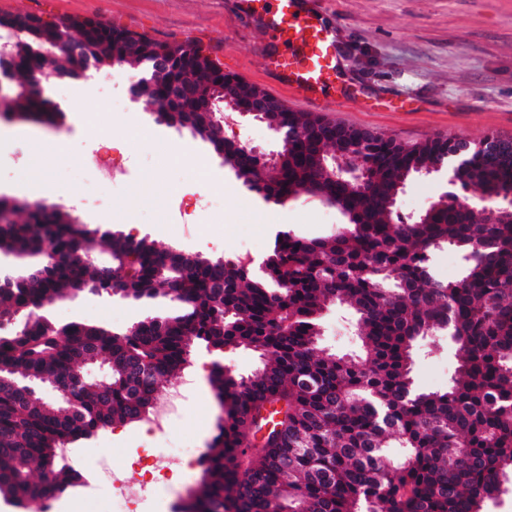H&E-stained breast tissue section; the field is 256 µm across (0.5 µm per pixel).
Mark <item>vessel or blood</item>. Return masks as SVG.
<instances>
[{
  "label": "vessel or blood",
  "instance_id": "b4317fda",
  "mask_svg": "<svg viewBox=\"0 0 512 512\" xmlns=\"http://www.w3.org/2000/svg\"><path fill=\"white\" fill-rule=\"evenodd\" d=\"M244 11H262L278 45L269 49L267 63L282 84L300 100L316 102L336 72L335 43L299 7V0H241Z\"/></svg>",
  "mask_w": 512,
  "mask_h": 512
}]
</instances>
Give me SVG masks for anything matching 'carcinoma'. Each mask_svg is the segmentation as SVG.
Wrapping results in <instances>:
<instances>
[{
  "instance_id": "cac0c4a2",
  "label": "carcinoma",
  "mask_w": 512,
  "mask_h": 512,
  "mask_svg": "<svg viewBox=\"0 0 512 512\" xmlns=\"http://www.w3.org/2000/svg\"><path fill=\"white\" fill-rule=\"evenodd\" d=\"M75 37L78 57L49 56L64 36ZM148 49L144 34L93 19L45 21L29 13L0 12V44L13 68L14 97L0 115L9 120L53 122L63 110L45 96L52 80H77L118 60L144 69L143 56L129 54L125 39ZM171 79L208 93L197 68L202 49L182 43ZM142 98L152 111L164 100V85L146 84ZM167 114L168 126L189 130L218 156L252 169L253 189L266 200L310 194L347 219L336 232L305 238L286 232L268 257L265 277L229 261L157 249L100 227L89 228L65 206L0 196V254L25 274L0 292V323L28 317L0 335V370L61 382L91 351L112 363L103 388L80 395L74 421L57 402L23 399L0 388V496L18 508L47 487L73 485L67 464H54L39 482L53 445L71 444L106 426L132 419L189 363L192 342L216 349L247 345L265 361L238 383L215 373L212 389L223 423L205 454L204 478L195 512H482L512 476V212L497 200L512 196V154L489 151L500 136L474 143L432 139L404 145L376 135L361 159L364 187H347L326 173L341 127L323 117L285 113L300 137L282 145L275 176L264 178L257 156L215 134L216 115ZM456 161V181L414 220L394 210V196L414 176ZM481 192V204L466 193ZM50 243L60 259L40 275L31 273ZM448 244L463 259L461 276L435 279L434 251ZM107 252L123 270L122 287L148 302L174 294L177 312L142 323L132 336L81 320L57 323L50 305L96 272L71 259L77 251ZM350 306L357 316L362 355L344 359L313 344L328 305ZM447 335L460 365L448 389L425 393L412 381L417 339ZM142 363L140 379L126 368ZM285 408L281 429L258 437L262 410ZM400 448L398 457L388 449ZM288 458V473L280 462Z\"/></svg>"
}]
</instances>
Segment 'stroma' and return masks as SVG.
<instances>
[{
    "instance_id": "stroma-1",
    "label": "stroma",
    "mask_w": 512,
    "mask_h": 512,
    "mask_svg": "<svg viewBox=\"0 0 512 512\" xmlns=\"http://www.w3.org/2000/svg\"><path fill=\"white\" fill-rule=\"evenodd\" d=\"M303 6L335 41L337 68L329 95L340 99V106L306 104L279 84L264 65V16L242 12L238 0H0V12L27 11L47 21L92 18L160 42L196 44L224 71L262 86L292 111H308L404 143L436 137L474 140L490 133L512 138V0H304ZM104 73V86L82 80L84 103L67 109L59 126L0 123V141L21 139L24 154L23 163L0 162V194L40 199L39 183L28 178L30 168L37 166L54 188L55 202L73 203L75 216L89 227L106 224L158 248L175 247L209 259L248 256L256 270L281 232L322 237L344 224L336 208L315 196L302 194L282 204L264 201L224 166L208 143L157 123L143 102L128 100L134 69L111 66ZM110 93L122 98V111L103 106V97ZM224 135L263 155L281 148L265 123L248 117L226 125ZM90 141L110 146L129 172L128 182L101 191L106 204L102 211L83 205L77 188L83 150ZM133 184L147 186L150 195L131 214L125 200ZM447 188L441 172L411 180L396 208L403 216H417ZM204 196L222 198L223 210L176 214L177 198ZM174 309V302L162 297L140 303L82 293L65 300L63 310L52 316L59 323L79 319L123 329ZM351 319L347 308L330 306L321 319L320 348L340 356L359 355ZM214 362L238 378L255 370L260 357L243 346L211 352L196 345L182 375L193 378L195 371H208ZM457 366L447 337L420 340L414 385L427 392L446 390ZM222 415L210 393L187 407L166 436L147 435L142 422L128 421L77 445L119 468L131 448L207 449Z\"/></svg>"
}]
</instances>
